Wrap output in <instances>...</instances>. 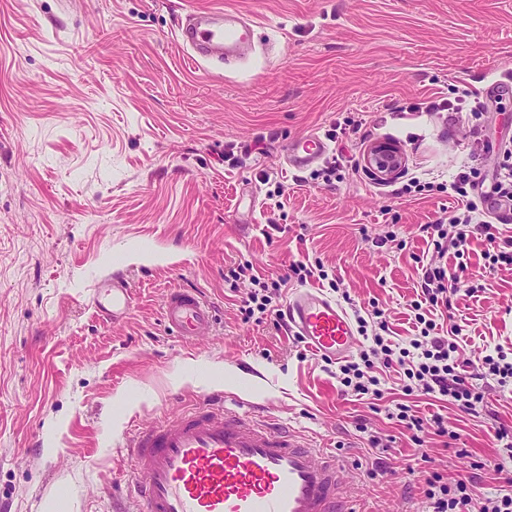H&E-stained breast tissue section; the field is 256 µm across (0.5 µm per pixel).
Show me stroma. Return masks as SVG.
Instances as JSON below:
<instances>
[{
  "instance_id": "1",
  "label": "stroma",
  "mask_w": 512,
  "mask_h": 512,
  "mask_svg": "<svg viewBox=\"0 0 512 512\" xmlns=\"http://www.w3.org/2000/svg\"><path fill=\"white\" fill-rule=\"evenodd\" d=\"M208 8L254 21V53L192 64L178 24ZM510 71L512 0H0V503L45 512L65 496L71 512H114L127 431L215 389L334 447L365 512H419L432 469L498 493L495 432L512 425V391L489 381L473 414L411 397L457 434L416 444L368 396L342 392L337 364L272 321H244L250 285L224 275L248 262L284 279L283 306L299 286L291 264L321 260L326 280L307 287L350 314L383 310L391 340L407 341L421 227L456 206L462 169L490 191L512 143V89L495 86ZM426 101L451 108L414 111ZM311 133L328 154L287 167ZM379 143L403 156L388 180L365 162ZM414 177L425 190L403 193ZM488 248L477 234L464 259L439 260L460 275L438 322L457 330L463 363L512 353V268H486ZM110 275L134 298L114 324L88 303ZM173 288L215 306L211 336L168 335ZM372 435L382 455L368 452Z\"/></svg>"
}]
</instances>
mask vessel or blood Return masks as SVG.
Here are the masks:
<instances>
[{"mask_svg":"<svg viewBox=\"0 0 512 512\" xmlns=\"http://www.w3.org/2000/svg\"><path fill=\"white\" fill-rule=\"evenodd\" d=\"M252 24L236 10H191L176 34L193 61L241 59L252 46ZM327 142L316 134L297 140L290 165L302 170L320 159ZM90 303L104 320L131 310L124 279H99ZM288 328L315 354L339 360L358 337L345 309L317 288H299L285 306ZM175 337L212 334L216 313L199 290L176 288L162 304ZM256 404L223 391L199 395L189 409L127 438L133 479L124 486L137 512H358L355 484L332 449L316 448L282 424L261 419Z\"/></svg>","mask_w":512,"mask_h":512,"instance_id":"b4317fda","label":"vessel or blood"}]
</instances>
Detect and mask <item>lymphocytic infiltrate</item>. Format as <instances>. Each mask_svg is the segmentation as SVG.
Listing matches in <instances>:
<instances>
[{"label":"lymphocytic infiltrate","mask_w":512,"mask_h":512,"mask_svg":"<svg viewBox=\"0 0 512 512\" xmlns=\"http://www.w3.org/2000/svg\"><path fill=\"white\" fill-rule=\"evenodd\" d=\"M475 183L467 173H459L451 184L452 191L461 199L460 211L449 214L447 221L431 225L432 241L438 255L454 254L463 258L467 252L471 227H478L489 243L495 244L494 262L512 265V236L501 239L497 228L471 199ZM421 292L410 304L413 325L417 331L409 346L395 347L386 338L388 323L380 309H373L371 318L357 317L360 335L370 336L383 359L374 363L368 353L359 360L339 367V381L359 395L382 400L386 389L379 377L380 369L399 371L404 395L419 392L428 396H442L466 413H474L484 400L479 380L495 378L500 388H512V361L506 353L484 355L476 360L460 363L455 339L439 335L433 317L438 308L448 306L451 294L457 293L459 278L447 274L445 268L433 263L422 268ZM229 278H249L253 290L240 312L244 320L262 321L275 315L274 295L280 290V281L253 274L249 265L229 269ZM423 498L426 512H512V492L498 494L477 501L473 478H461L455 483L444 482L439 472H428L424 478Z\"/></svg>","instance_id":"f902f5d3"}]
</instances>
